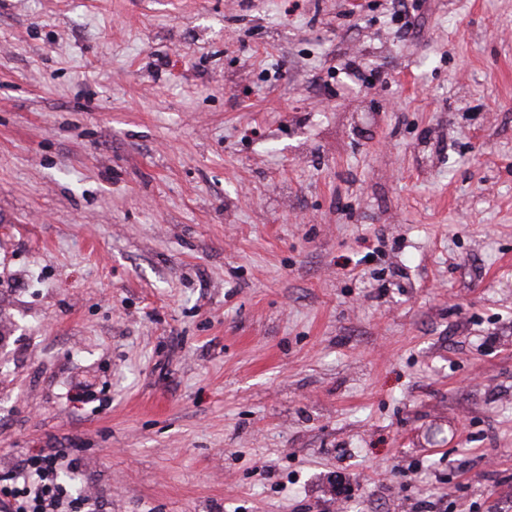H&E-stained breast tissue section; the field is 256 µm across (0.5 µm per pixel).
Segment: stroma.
Here are the masks:
<instances>
[{
  "instance_id": "1",
  "label": "stroma",
  "mask_w": 512,
  "mask_h": 512,
  "mask_svg": "<svg viewBox=\"0 0 512 512\" xmlns=\"http://www.w3.org/2000/svg\"><path fill=\"white\" fill-rule=\"evenodd\" d=\"M394 2L0 0V478L512 512V0Z\"/></svg>"
}]
</instances>
